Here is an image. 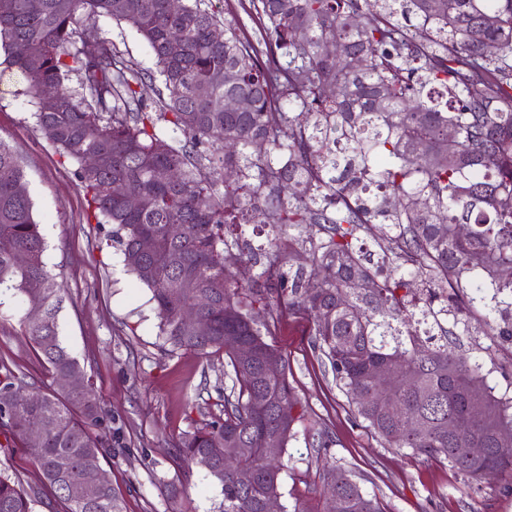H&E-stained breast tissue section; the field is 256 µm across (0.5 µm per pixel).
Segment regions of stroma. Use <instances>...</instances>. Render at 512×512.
Returning a JSON list of instances; mask_svg holds the SVG:
<instances>
[{
    "mask_svg": "<svg viewBox=\"0 0 512 512\" xmlns=\"http://www.w3.org/2000/svg\"><path fill=\"white\" fill-rule=\"evenodd\" d=\"M207 3L237 34L261 41L250 0ZM83 32L111 38L134 68L154 72L148 44L129 27L102 20ZM26 88L0 49V141L25 159L26 189L47 243L44 260L64 294L60 339L84 364L121 431V447L101 466L125 512H220V484L200 467H181L173 444L177 432L202 419L229 386L224 357L163 348L150 291L125 272L112 225L88 222L73 166L40 134ZM28 311L17 298L0 304V360L40 383L42 369L21 331ZM273 322L272 340L288 358V378L305 411L284 455L285 505L300 501L321 512L327 472L338 466L353 472L385 512H512V478L491 475L469 483L447 463L388 446L361 427L313 347L311 319L277 311ZM461 349L482 364L497 394L512 397V336H465ZM324 434L331 440L326 449L318 446Z\"/></svg>",
    "mask_w": 512,
    "mask_h": 512,
    "instance_id": "obj_1",
    "label": "stroma"
}]
</instances>
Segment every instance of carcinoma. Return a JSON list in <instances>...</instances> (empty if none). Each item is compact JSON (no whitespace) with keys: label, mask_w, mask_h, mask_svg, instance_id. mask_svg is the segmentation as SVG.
I'll return each instance as SVG.
<instances>
[{"label":"carcinoma","mask_w":512,"mask_h":512,"mask_svg":"<svg viewBox=\"0 0 512 512\" xmlns=\"http://www.w3.org/2000/svg\"><path fill=\"white\" fill-rule=\"evenodd\" d=\"M204 2L183 0L173 12L168 0H40L36 10L30 0H0V48L37 101L36 125L77 165L96 223L118 226L124 266L152 293L163 345L224 352L231 386L217 411L179 434L176 459L191 467L222 444L225 457L254 473L243 489L221 462L207 472L222 486V512H262L265 498L281 492L283 454L304 412L288 358L252 319L275 292L277 308L310 316L314 348L370 433L473 481L488 469L511 478L512 441L501 434L512 436V397L495 395L483 366L443 340L442 322L451 315L471 335L473 310L459 293L491 288L489 299L476 294L485 310L478 328L512 336L501 327L512 325V278L499 273L512 265V0H373L363 8L359 0H251L268 36L263 62ZM102 18L147 42L157 74L129 67L110 38L86 41L81 27ZM73 75L78 93L67 85ZM147 79L162 84L152 106L142 93ZM227 98L249 109L226 112ZM159 120L184 143L162 139ZM216 142L224 152H208ZM257 142L268 151L246 154ZM24 179L18 152L0 140V296L45 307L42 321L21 326L53 379L27 392L18 370L0 361V436L21 444L43 478L26 488L0 471V512H34L46 491L62 512H123L110 482L82 502L68 494L85 462L112 457L119 437L92 382L82 391L54 383L84 367L59 336L61 289L33 203L16 190ZM117 184L138 193V209L125 207ZM259 200L264 207L253 205ZM258 218L281 230L272 246L288 241V260L242 288V257L230 253L227 235ZM169 224L181 225L180 235L169 236ZM368 224L384 225L378 261L353 246ZM459 224L468 234L457 233ZM315 227L327 238L314 239ZM142 235L153 239L146 254L137 249ZM20 250L25 267L13 260ZM192 302L210 322L206 335L179 320ZM226 335L256 343L260 355L239 361ZM396 355L404 365L378 412L370 373ZM257 390L270 398L263 412L251 406ZM408 416L422 427L402 429ZM34 423L45 432L31 445L25 433ZM274 431L280 457L269 459L264 444ZM476 439L486 448L480 459L466 452ZM328 477L341 512H383L351 474L334 468Z\"/></svg>","instance_id":"carcinoma-1"}]
</instances>
